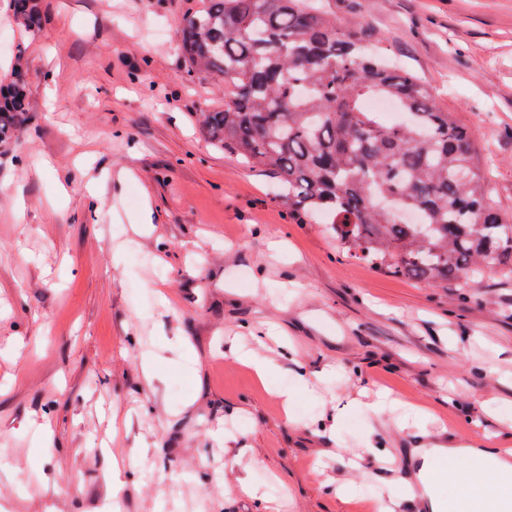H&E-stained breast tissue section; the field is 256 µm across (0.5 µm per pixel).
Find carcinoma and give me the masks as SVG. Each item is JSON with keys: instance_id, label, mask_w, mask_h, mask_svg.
Instances as JSON below:
<instances>
[{"instance_id": "1", "label": "carcinoma", "mask_w": 512, "mask_h": 512, "mask_svg": "<svg viewBox=\"0 0 512 512\" xmlns=\"http://www.w3.org/2000/svg\"><path fill=\"white\" fill-rule=\"evenodd\" d=\"M180 25L190 73L224 82V109L202 113L214 145L273 173L296 212L328 219L347 253L394 277L469 288L512 274V223L489 202L468 129L424 82L391 64L366 24L311 0H201ZM23 36L37 0H9ZM409 116L387 125L362 101ZM22 58L0 83V138L25 122Z\"/></svg>"}]
</instances>
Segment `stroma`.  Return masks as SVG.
<instances>
[{"mask_svg": "<svg viewBox=\"0 0 512 512\" xmlns=\"http://www.w3.org/2000/svg\"><path fill=\"white\" fill-rule=\"evenodd\" d=\"M38 4L23 38L0 0V77L19 59L29 86L0 140V512H357L412 449L512 444V276L383 274L215 147L224 88L179 44L199 0ZM326 6L470 129L512 221V0Z\"/></svg>", "mask_w": 512, "mask_h": 512, "instance_id": "stroma-1", "label": "stroma"}]
</instances>
